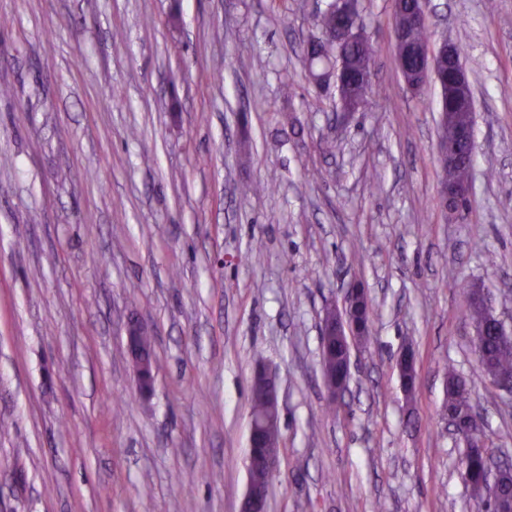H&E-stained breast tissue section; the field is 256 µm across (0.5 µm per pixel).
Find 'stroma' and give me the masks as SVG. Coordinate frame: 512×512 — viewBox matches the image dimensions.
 I'll use <instances>...</instances> for the list:
<instances>
[{"label":"stroma","mask_w":512,"mask_h":512,"mask_svg":"<svg viewBox=\"0 0 512 512\" xmlns=\"http://www.w3.org/2000/svg\"><path fill=\"white\" fill-rule=\"evenodd\" d=\"M328 2L0 0V512H240L260 364L279 387L268 512H478L443 365L512 459V397L461 314L476 284L512 330V0H427L475 102L456 218L438 88L407 89L393 0H360L376 67L358 111L306 78ZM357 282L372 339L334 403L320 325ZM132 322L155 338L147 394ZM456 136L458 138L467 137L473 144V150L467 160L468 167H471L474 152V135L473 131L464 128H457ZM457 159L448 152V168L443 169L442 179L439 188V197L444 207L453 215H459L460 209L465 207L466 201L472 197V182L465 184L469 180L470 171L468 167L459 168L457 178L460 183L465 184L459 186L456 178ZM144 328L140 326L138 323H133L128 326L127 329V347L130 356L132 357L135 366H136V375L137 382L139 388L143 392H149L152 390L154 381L152 384V388L146 387L143 383V373L149 368V363L147 357L143 354L140 349L139 338L143 333L142 330ZM446 374L448 376V391L446 405L452 409H464L471 407V392L467 387L466 381L457 373L453 365L446 364Z\"/></svg>","instance_id":"stroma-1"}]
</instances>
